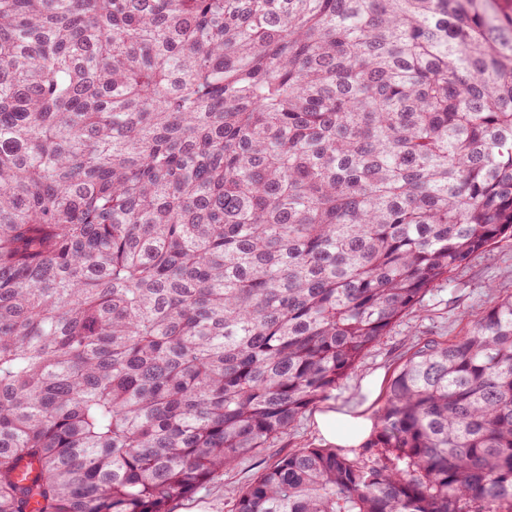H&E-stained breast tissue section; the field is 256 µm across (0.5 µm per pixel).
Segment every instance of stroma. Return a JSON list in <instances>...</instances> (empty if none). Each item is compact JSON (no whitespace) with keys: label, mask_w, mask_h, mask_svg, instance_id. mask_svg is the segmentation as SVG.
<instances>
[{"label":"stroma","mask_w":512,"mask_h":512,"mask_svg":"<svg viewBox=\"0 0 512 512\" xmlns=\"http://www.w3.org/2000/svg\"><path fill=\"white\" fill-rule=\"evenodd\" d=\"M511 294L512 236H507L430 288L416 308L368 351L336 389L305 410L287 435L242 459L191 496L177 501L174 512H235L234 489L248 486L275 461L296 449L325 447L326 442L315 426L316 414L362 397L364 383L371 378L388 384L415 342L452 339L485 311L494 297Z\"/></svg>","instance_id":"35a3bbf8"}]
</instances>
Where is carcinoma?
I'll return each mask as SVG.
<instances>
[{"label":"carcinoma","mask_w":512,"mask_h":512,"mask_svg":"<svg viewBox=\"0 0 512 512\" xmlns=\"http://www.w3.org/2000/svg\"><path fill=\"white\" fill-rule=\"evenodd\" d=\"M499 0H0V512H171L512 236ZM235 512H512V296Z\"/></svg>","instance_id":"cac0c4a2"}]
</instances>
